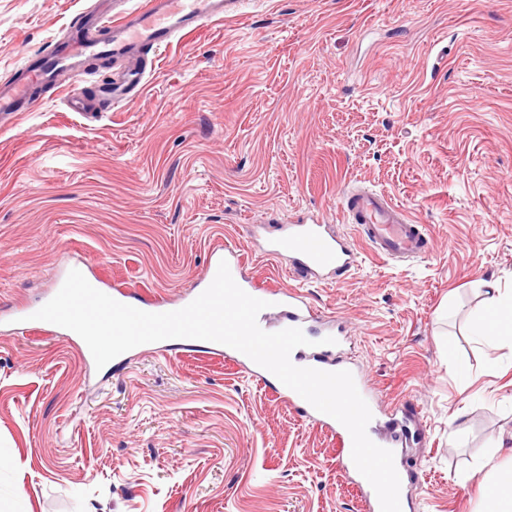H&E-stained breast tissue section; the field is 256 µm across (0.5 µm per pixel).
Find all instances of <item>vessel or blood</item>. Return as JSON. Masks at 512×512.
<instances>
[{
    "label": "vessel or blood",
    "instance_id": "1",
    "mask_svg": "<svg viewBox=\"0 0 512 512\" xmlns=\"http://www.w3.org/2000/svg\"><path fill=\"white\" fill-rule=\"evenodd\" d=\"M113 12H94L81 17L80 34L67 47L50 49L27 56L20 77L0 89V120L17 113L31 111L37 99L31 93L36 82H53L62 75L80 77L86 56L126 59L139 55L140 64L113 74L104 84L101 96L116 107L141 95L147 86L149 69L153 68L154 51L175 39L207 29L212 23L237 12L243 0H147L145 6L128 7V0H113ZM341 209L348 222L359 226L364 240L377 255L394 258H421L428 253L429 234L424 225L414 223L408 212L373 190L344 192ZM260 256H289L294 268L304 276L316 279L338 278L358 263V253L348 241L330 231L328 225L283 224L268 243L259 247ZM249 295L287 308L288 327L305 328L312 316L306 295L297 288H267L249 285ZM331 345L301 346L291 353V361L299 367L335 371ZM278 394L311 423L335 434L340 445L338 465L348 473H356L352 460V438L349 431L333 417L317 411L297 392L280 387ZM369 438L377 445L398 451L405 438L394 416L373 410L368 425Z\"/></svg>",
    "mask_w": 512,
    "mask_h": 512
}]
</instances>
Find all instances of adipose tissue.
<instances>
[{
    "label": "adipose tissue",
    "instance_id": "adipose-tissue-1",
    "mask_svg": "<svg viewBox=\"0 0 512 512\" xmlns=\"http://www.w3.org/2000/svg\"><path fill=\"white\" fill-rule=\"evenodd\" d=\"M470 334L491 349H512V289L488 290L485 304L470 316ZM481 494L475 512H512V448L505 461L472 474Z\"/></svg>",
    "mask_w": 512,
    "mask_h": 512
}]
</instances>
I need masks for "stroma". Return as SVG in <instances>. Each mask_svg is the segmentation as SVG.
<instances>
[{"label": "stroma", "instance_id": "35a3bbf8", "mask_svg": "<svg viewBox=\"0 0 512 512\" xmlns=\"http://www.w3.org/2000/svg\"><path fill=\"white\" fill-rule=\"evenodd\" d=\"M93 0H0V87L66 40ZM89 60L0 124V512H363L336 438L206 346L96 368L21 331L79 269L177 302L234 244L245 275L302 287L377 398L406 406L420 512H474L459 479L512 447V353L467 334L486 283L512 287V0H246L161 49L143 95L106 109L123 68ZM389 195L431 237L378 256L345 190ZM319 218L358 265L302 282L258 259L273 227Z\"/></svg>", "mask_w": 512, "mask_h": 512}]
</instances>
